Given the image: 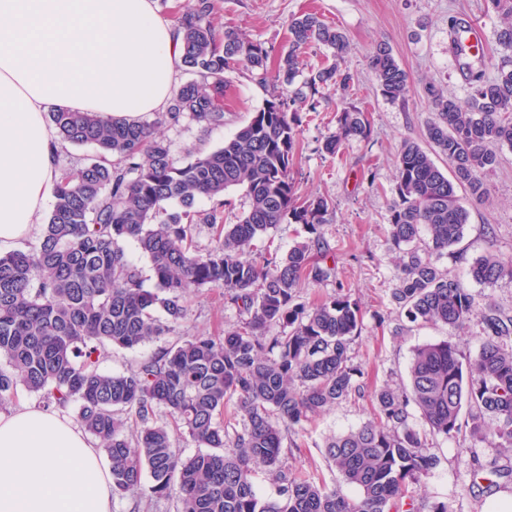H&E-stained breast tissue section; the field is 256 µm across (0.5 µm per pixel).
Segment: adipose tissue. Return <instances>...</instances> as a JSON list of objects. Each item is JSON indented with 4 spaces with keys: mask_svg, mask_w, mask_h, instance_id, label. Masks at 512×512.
<instances>
[{
    "mask_svg": "<svg viewBox=\"0 0 512 512\" xmlns=\"http://www.w3.org/2000/svg\"><path fill=\"white\" fill-rule=\"evenodd\" d=\"M181 45L153 0H0V253L33 234L61 176L47 112L163 111ZM0 512H112L103 450L39 408L0 413Z\"/></svg>",
    "mask_w": 512,
    "mask_h": 512,
    "instance_id": "ef3b65f1",
    "label": "adipose tissue"
}]
</instances>
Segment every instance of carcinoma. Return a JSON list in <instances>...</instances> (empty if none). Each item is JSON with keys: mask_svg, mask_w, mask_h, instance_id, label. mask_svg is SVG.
<instances>
[{"mask_svg": "<svg viewBox=\"0 0 512 512\" xmlns=\"http://www.w3.org/2000/svg\"><path fill=\"white\" fill-rule=\"evenodd\" d=\"M502 15L497 37L512 50V0H488ZM211 0H194L179 18L183 52L179 67L194 79L173 93L153 122L105 119L95 112L49 113L58 136L90 144L96 154L62 176L39 242L0 254V409L20 389L37 393L74 418L111 464L112 495L141 486L177 495V512H448L425 498L403 508L408 486L437 465L426 453L428 436L468 434L472 444L512 450V310L490 300L478 308L472 294L440 260L454 252L468 223L457 192L476 202L489 193L486 178L504 146L512 148V56L484 54L481 69L467 70L468 97L427 87L435 110L426 128L430 149L405 141L395 159V198L387 243L396 257L393 299L412 323L464 328L476 317L483 336L477 356L463 357L448 342L416 347L409 384L375 390V418L329 437L325 458L338 485L299 476L284 464V441L311 420L361 395V370L348 356L362 329L358 303L341 292L316 304L297 301L296 288L328 280L335 268L316 255L331 252L324 232L327 199H300L291 175L299 109L347 89L341 68L349 51L345 33L315 13L288 25V48L269 72L271 51L236 28L222 37L210 21ZM320 44L332 61L306 69L303 53ZM243 67L268 88V98L224 145L185 164L173 158L163 125L187 117L206 128L224 125L225 72ZM382 95L410 92L407 72L385 46L369 59ZM486 68L495 70L488 78ZM365 112L339 113L336 133L322 150L335 155L350 137L365 138ZM444 157L450 172L433 156ZM240 187L248 205L237 222L204 218L217 245L192 249L201 198ZM178 208L168 209L170 203ZM300 224L305 236L280 254L256 241L280 224ZM132 240L150 260L156 288H144L140 268L123 243ZM471 278L495 286L512 283V256L489 252L470 266ZM191 288H222L240 324L222 336H194L121 374L99 369L103 350H133L167 336L185 315ZM236 400L241 426L224 424V407ZM171 421L158 420V407ZM416 408L428 429L410 424ZM467 418L461 419L462 409ZM140 424L134 437L127 419ZM202 451L184 457L176 434ZM272 476L274 496L262 495L254 478ZM490 485L512 481V466L479 464Z\"/></svg>", "mask_w": 512, "mask_h": 512, "instance_id": "cac0c4a2", "label": "carcinoma"}]
</instances>
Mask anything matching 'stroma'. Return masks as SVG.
<instances>
[{"label": "stroma", "instance_id": "35a3bbf8", "mask_svg": "<svg viewBox=\"0 0 512 512\" xmlns=\"http://www.w3.org/2000/svg\"><path fill=\"white\" fill-rule=\"evenodd\" d=\"M216 29L239 28L254 40L274 49L288 44L292 16L315 12L341 29L351 44L348 68L354 77L349 91H335L321 99L316 111L301 110L302 120L294 156L293 175L300 197H326L330 202L326 238L335 258V274L328 280L302 283V302L313 304L336 291H344L363 310L361 333L349 356L363 375L364 394L342 401L314 417L305 426L285 464L297 474L334 484L336 471L324 455V442L333 434L358 427L373 415L375 389L389 383L406 384L412 352L427 342L448 341L468 358L480 349L482 325L471 321L464 329L416 323L404 335H395L399 309L392 298L396 262L387 244L390 204L395 196L394 159L403 140L423 141L433 109L425 92L432 82L445 92L467 95V56L452 47L453 25L478 28L479 46L499 53L497 31L501 19L486 7V0H213ZM387 45L409 75L411 91L405 99L384 98L369 68V56L378 45ZM224 96V124L205 129L190 120L166 125L162 134L173 156L189 161L197 152L223 145L262 106L266 90L243 70L228 72ZM366 113L370 131L366 138H352L339 155L323 152L322 143L335 133L336 117L348 107ZM501 163L488 176L489 196L481 203L462 197L469 222L458 246L459 256L442 259L469 289L477 304L494 300L512 309V284L487 287L469 276L470 263L495 251L512 256V149L502 148ZM185 316L174 332L135 350H109L99 367L107 373H124L169 344L198 335L220 336L240 321L235 306L226 303L223 289L190 290ZM437 465L420 486L410 487L413 497L446 502L448 512H492V493L473 486L476 462L495 456V449L472 447L468 437L437 438L431 450Z\"/></svg>", "mask_w": 512, "mask_h": 512}]
</instances>
